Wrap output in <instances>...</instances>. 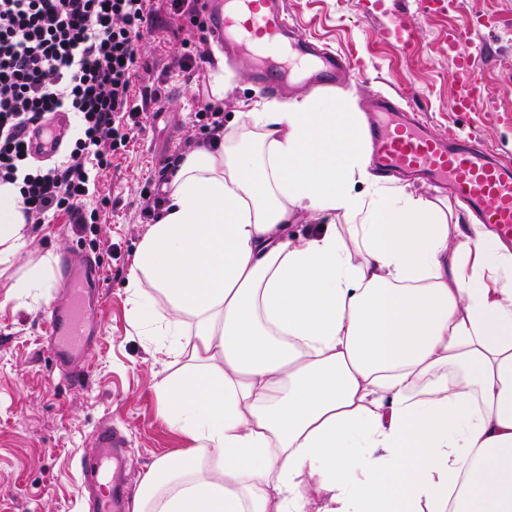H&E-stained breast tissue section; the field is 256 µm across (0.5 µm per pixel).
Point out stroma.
<instances>
[{
	"mask_svg": "<svg viewBox=\"0 0 512 512\" xmlns=\"http://www.w3.org/2000/svg\"><path fill=\"white\" fill-rule=\"evenodd\" d=\"M358 3L288 0V17L309 39L352 58L348 92L361 111L372 113L379 97L393 98L434 134L475 137L512 163V0H457L455 12L430 18L422 17L420 0H387L368 13ZM152 5L155 27L139 44L134 88L158 85L162 97L149 102L145 129L113 155L98 183L91 203L104 207L99 223L82 230L69 215H58L32 227L16 259L21 265L48 256L56 268L74 251L98 259L101 333L80 385H70L45 359V302L17 298L10 272L0 271V512H83L80 461L102 422L128 433L125 472L133 494L157 458L187 446L161 415L155 386L173 368L154 353L155 339L130 326L127 279L138 243L157 218L144 210L140 192L161 191L165 158L185 152L187 139L197 135L195 114L211 100L208 80L219 58L204 44V62L181 69L177 56L187 24L170 13L166 0ZM398 13L420 26L406 47L387 34ZM475 15L493 21L472 34L474 46L490 57L484 79L493 98L485 111L463 114L453 107L446 45L449 28Z\"/></svg>",
	"mask_w": 512,
	"mask_h": 512,
	"instance_id": "35a3bbf8",
	"label": "stroma"
}]
</instances>
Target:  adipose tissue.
Returning a JSON list of instances; mask_svg holds the SVG:
<instances>
[{
	"mask_svg": "<svg viewBox=\"0 0 512 512\" xmlns=\"http://www.w3.org/2000/svg\"><path fill=\"white\" fill-rule=\"evenodd\" d=\"M129 274L190 448L132 512H512V250L368 170L343 96L241 103L181 158ZM309 225L304 235L292 224ZM0 184V265L26 246ZM51 262L17 297L45 299Z\"/></svg>",
	"mask_w": 512,
	"mask_h": 512,
	"instance_id": "ef3b65f1",
	"label": "adipose tissue"
}]
</instances>
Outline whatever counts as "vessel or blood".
Instances as JSON below:
<instances>
[{
	"instance_id": "obj_1",
	"label": "vessel or blood",
	"mask_w": 512,
	"mask_h": 512,
	"mask_svg": "<svg viewBox=\"0 0 512 512\" xmlns=\"http://www.w3.org/2000/svg\"><path fill=\"white\" fill-rule=\"evenodd\" d=\"M210 35L223 55L253 66L263 87L279 93L284 77L295 68L306 69L312 88L326 92L350 73L349 57L321 50L288 22L286 0H202ZM469 23L449 29L447 53L458 82L454 108L479 112L489 91L482 79L483 52L471 51ZM367 137L372 164L383 177L402 175L430 187L447 189L478 223L488 225L499 238L512 241V164L474 146L470 139L445 137L427 131L424 124L401 113L389 100L377 105ZM67 126L65 113H55L49 129L25 132L34 154L54 155ZM60 285L68 293L62 305H49L43 326L49 337L47 354L54 366L65 368L73 383H81L86 358L98 346L97 314L101 307L100 268L96 258L64 263ZM127 448L118 427L105 424L91 437L90 466L84 472L82 495L86 512H126L128 485L117 473Z\"/></svg>"
}]
</instances>
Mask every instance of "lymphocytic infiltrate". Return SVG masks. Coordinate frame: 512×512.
I'll list each match as a JSON object with an SVG mask.
<instances>
[{
  "mask_svg": "<svg viewBox=\"0 0 512 512\" xmlns=\"http://www.w3.org/2000/svg\"><path fill=\"white\" fill-rule=\"evenodd\" d=\"M169 5L189 23L178 65L195 68L208 39L199 0ZM154 20L151 0H0V183L17 187L27 223L61 213L97 223L90 189L160 97L156 88L133 91L137 44ZM54 112L75 124L57 156L35 160L24 133Z\"/></svg>",
  "mask_w": 512,
  "mask_h": 512,
  "instance_id": "1",
  "label": "lymphocytic infiltrate"
}]
</instances>
